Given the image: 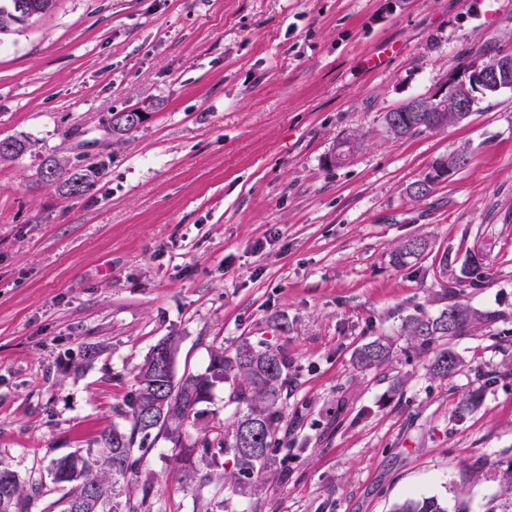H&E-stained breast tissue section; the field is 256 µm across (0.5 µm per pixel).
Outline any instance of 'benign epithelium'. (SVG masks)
I'll return each mask as SVG.
<instances>
[{
	"instance_id": "obj_1",
	"label": "benign epithelium",
	"mask_w": 512,
	"mask_h": 512,
	"mask_svg": "<svg viewBox=\"0 0 512 512\" xmlns=\"http://www.w3.org/2000/svg\"><path fill=\"white\" fill-rule=\"evenodd\" d=\"M512 90V54L500 53L486 61H471L465 67L458 68L434 93L413 96L398 111L414 112L415 119L427 121L434 129L443 128L441 113L447 107L459 112L465 118L471 116L477 101L490 94ZM144 120V113L128 110L115 114L107 123V132L113 137L126 133V129L139 126ZM468 157L456 153L436 159L429 170L417 180L418 185L429 189L439 182L454 175L465 167ZM73 166L69 160L58 158L41 168L42 180L54 179L60 170Z\"/></svg>"
}]
</instances>
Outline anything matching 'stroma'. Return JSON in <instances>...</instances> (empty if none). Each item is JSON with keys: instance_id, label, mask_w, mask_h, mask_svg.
Listing matches in <instances>:
<instances>
[{"instance_id": "obj_1", "label": "stroma", "mask_w": 512, "mask_h": 512, "mask_svg": "<svg viewBox=\"0 0 512 512\" xmlns=\"http://www.w3.org/2000/svg\"><path fill=\"white\" fill-rule=\"evenodd\" d=\"M510 48L512 0H56L0 34V139L29 146L0 159V462L43 483L33 512H59L50 460L93 446L171 336L176 373L246 338L284 351L291 382L262 493L224 482L228 455L187 484L160 440L130 478L150 512H392L433 495L487 512L512 467V91L404 139L383 115L461 55ZM132 108L144 122L108 137ZM460 150L470 164L411 199ZM50 154L101 164L93 192L46 187ZM413 236L428 251L395 264ZM473 257L481 288L462 281ZM453 302L501 319L455 343L452 379L402 337L389 364L354 366ZM234 418L219 385L188 430L216 441ZM393 353V341L390 336H377L355 352L356 366L361 370H371L387 364Z\"/></svg>"}]
</instances>
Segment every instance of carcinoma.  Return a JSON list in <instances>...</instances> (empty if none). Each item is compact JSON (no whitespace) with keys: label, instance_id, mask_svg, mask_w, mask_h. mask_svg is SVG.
I'll use <instances>...</instances> for the list:
<instances>
[{"label":"carcinoma","instance_id":"cac0c4a2","mask_svg":"<svg viewBox=\"0 0 512 512\" xmlns=\"http://www.w3.org/2000/svg\"><path fill=\"white\" fill-rule=\"evenodd\" d=\"M101 171L102 168L89 164L72 175L63 172L47 185L62 195L84 196L93 191ZM427 250L426 239L411 237L397 247L395 259L404 263ZM463 274L471 286L487 279L475 258L469 260ZM450 310L455 313L451 321ZM499 319L496 312L452 303L434 316L407 317L399 335L406 337L420 354H433L428 367L430 375L446 381L458 372L460 359L451 347L436 350L437 344L468 336L476 325ZM175 352L176 340L171 338L151 349L137 374L135 390L120 409L127 424L114 423L103 428L95 439L94 449L76 451L50 462L52 482L67 487L61 499V512H146L150 508L149 484H143L141 497L136 499L125 482L128 475L138 471L149 450L147 442L152 438L171 444L172 460L190 484L197 479L193 467L196 456L206 457L209 464L215 465L220 456L229 453L233 471L225 479L239 486L242 478L252 476L257 481L250 485V493L263 491L265 474L274 464L270 448L279 442L276 435L283 418L282 406L288 399V356L244 340L229 354L222 346L213 349L204 372H185L178 377L174 371ZM392 353V338L378 336L356 350V366L362 370L378 368L390 361ZM219 383L227 389V402L236 406L238 418L224 439L213 447L206 439L192 437L187 422ZM152 404L158 405V413L155 420L148 421L143 412ZM40 493L41 486L23 485L16 471L0 463V512H31ZM392 512H448V502L436 496L407 498L395 504Z\"/></svg>","mask_w":512,"mask_h":512}]
</instances>
